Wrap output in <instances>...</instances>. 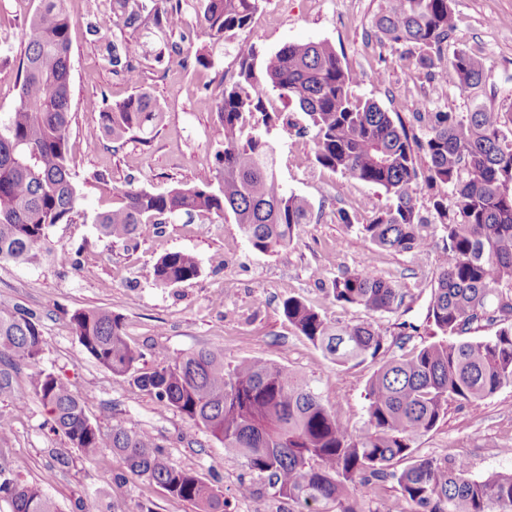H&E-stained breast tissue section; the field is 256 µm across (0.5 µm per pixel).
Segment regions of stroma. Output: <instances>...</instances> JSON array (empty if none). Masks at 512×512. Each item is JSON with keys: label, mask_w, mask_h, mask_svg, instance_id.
<instances>
[{"label": "stroma", "mask_w": 512, "mask_h": 512, "mask_svg": "<svg viewBox=\"0 0 512 512\" xmlns=\"http://www.w3.org/2000/svg\"><path fill=\"white\" fill-rule=\"evenodd\" d=\"M380 0H267L254 17L250 39L273 53L293 42L327 41L357 74V95L409 117L430 112L512 110V0H452L456 31L449 52L481 54L486 70L481 89L464 94L455 74L433 77L418 68L404 47L380 41L373 18ZM40 0H0V117L19 100L18 60L22 29ZM71 28V126L68 166L80 197L73 223L55 225L50 239L71 261L38 264L0 262V301L35 310L42 317L45 346L37 368L20 367L16 401H0V415L12 419V433L0 461L19 481L40 486L60 512H195L192 504L169 496L147 479L130 473L124 459L103 449L94 461L45 426L47 412L31 393L35 370L68 381L85 401L93 423L110 430L115 419L151 431L174 464L218 485L230 512H298L294 503L268 493L263 479L228 455L221 442L173 411L156 407L150 396L111 373L86 354L70 316L77 310L107 307L122 315L127 340L145 353L172 356L202 347H219L225 363L262 357L288 365L308 380L323 403L337 409L351 433L364 430L365 388L377 362L331 364L285 320L281 306L296 297L330 321L372 320L387 342L386 358L402 347L421 345L430 281L444 256L445 238L433 209L434 189L421 187L417 210L428 225L431 246L399 253L372 246L359 232L393 199L384 189L311 162L310 135L275 131L277 173L287 192L312 205L311 223L298 225L288 250L262 253L248 243L233 218L180 216L159 232L137 239L135 247L112 245L96 222L112 210L123 191L165 192L216 182L215 153L224 140L216 103L223 78L236 68L229 44L210 47L213 64H142L138 84L113 75L87 25L101 21L108 0H66ZM384 80H377V72ZM146 87L162 107L147 141L133 137L114 146L100 134L99 113L87 111L95 96L114 105ZM357 224L338 221L339 211ZM173 251L196 257L197 278L174 286L157 284L155 262ZM371 265L406 292L407 311L368 316L359 307L337 303L330 290L342 271ZM416 455L443 460L465 458L469 475L484 478L512 473V386L472 406L450 407L437 427L420 437ZM250 494H242V486Z\"/></svg>", "instance_id": "35a3bbf8"}]
</instances>
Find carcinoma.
<instances>
[{
  "label": "carcinoma",
  "instance_id": "carcinoma-1",
  "mask_svg": "<svg viewBox=\"0 0 512 512\" xmlns=\"http://www.w3.org/2000/svg\"><path fill=\"white\" fill-rule=\"evenodd\" d=\"M112 37L89 24L112 74L138 84L143 33L164 38L152 61L173 54L194 56L208 67L205 48L184 46L182 0H109ZM197 24L212 43L233 45L237 72L224 83L217 103L224 128L216 152L219 189L206 182L166 192L128 190L119 205L97 216L102 235L127 246L172 218L233 216L251 246L278 253L293 243L299 224L312 221L311 205L287 193L277 175L274 130L310 133L315 165L379 186L394 199L360 233L373 246L395 252L423 251L429 235L416 208L420 183L445 186L433 207L446 235L445 259L431 280L426 320L433 341L381 362L369 380L367 425L352 434L327 408L311 384L288 366L255 357L224 365V353L202 348L176 357H146L126 340L121 315L108 308L78 310L71 323L86 353L145 392L164 410L180 413L224 444V450L262 476L277 498L305 512H360L352 502L356 484L391 477L400 496L376 512H512V473L469 476L465 461L440 463L412 457L417 438L432 431L451 404H476L512 385V112H414L423 137L409 135L399 113L356 96V77L327 41L289 43L266 53L247 35L265 0H199ZM374 25L384 40L402 45L428 70L452 68L460 88L482 84L484 58L459 51L445 60L456 22L450 0H381ZM63 0H42L23 28L25 50L18 65L19 103L0 126V261L35 263L55 255L49 229L67 224L79 195L68 169L70 112L69 32ZM179 35V40L172 36ZM288 98L303 114L269 110L268 93ZM99 109L102 129L120 143L143 134L161 112L150 92L138 89ZM264 132H259V127ZM429 159L422 169L419 156ZM196 258L174 251L153 265L164 286L196 278ZM336 302L370 315L405 304L404 293L369 267L346 270L331 282ZM282 315L333 364L375 361L385 339L368 321L333 324L300 299L282 304ZM489 325L494 335L467 336ZM41 316L0 301V400L16 399L14 374L36 365L43 352ZM32 389L48 409L47 425L62 433L87 461L110 448L129 471L194 505L196 512H224L220 487L171 463L146 429L122 420L102 431L62 378L34 373ZM409 459L401 472L393 461ZM0 500L11 512H58L42 489L12 478L0 465Z\"/></svg>",
  "mask_w": 512,
  "mask_h": 512
}]
</instances>
